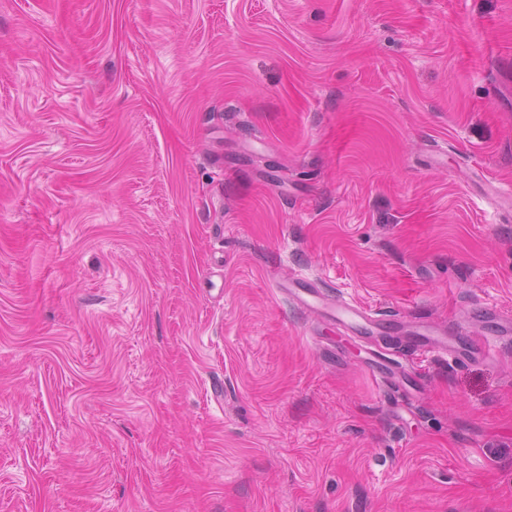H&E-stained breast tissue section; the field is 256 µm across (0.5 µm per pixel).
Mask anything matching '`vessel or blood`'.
<instances>
[{
	"label": "vessel or blood",
	"instance_id": "obj_1",
	"mask_svg": "<svg viewBox=\"0 0 512 512\" xmlns=\"http://www.w3.org/2000/svg\"><path fill=\"white\" fill-rule=\"evenodd\" d=\"M288 292L315 315L328 318L334 321L337 327L356 334L382 332L393 326L392 321L374 317L363 306L339 300L328 301L312 282L301 278L291 281ZM416 345L423 349H436L442 352L450 350L456 354L461 351L457 338L440 335L438 331L429 328L419 331Z\"/></svg>",
	"mask_w": 512,
	"mask_h": 512
}]
</instances>
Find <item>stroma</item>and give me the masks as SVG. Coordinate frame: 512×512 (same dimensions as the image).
I'll use <instances>...</instances> for the list:
<instances>
[{
  "instance_id": "obj_1",
  "label": "stroma",
  "mask_w": 512,
  "mask_h": 512,
  "mask_svg": "<svg viewBox=\"0 0 512 512\" xmlns=\"http://www.w3.org/2000/svg\"><path fill=\"white\" fill-rule=\"evenodd\" d=\"M501 313L512 0H0V512H512ZM288 293L315 315L328 318L336 323V327L354 334L382 332L395 326V322L374 317L361 305L328 301L312 282L305 279H293ZM417 336L416 346L421 349H436L448 354V348L452 349L459 357H465L462 353L460 345H458V337L442 336L437 330L424 328L420 331H415Z\"/></svg>"
}]
</instances>
